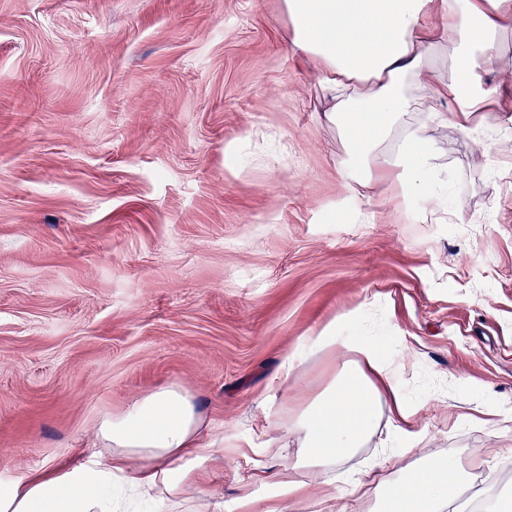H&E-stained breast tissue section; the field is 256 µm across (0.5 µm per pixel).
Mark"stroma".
<instances>
[{"mask_svg": "<svg viewBox=\"0 0 512 512\" xmlns=\"http://www.w3.org/2000/svg\"><path fill=\"white\" fill-rule=\"evenodd\" d=\"M324 107L281 0H0V479L86 462L101 419L175 384L223 444L222 512L245 486L265 512L273 438L307 484L288 512H376L448 455L473 480L447 512L512 502V124L427 128L454 212L429 224L388 181L350 195ZM232 142L275 154L234 171ZM331 323L381 339L417 413L395 434L378 404L321 474L297 421L357 355L300 340ZM328 476L362 487L327 502Z\"/></svg>", "mask_w": 512, "mask_h": 512, "instance_id": "obj_1", "label": "stroma"}]
</instances>
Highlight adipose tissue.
Wrapping results in <instances>:
<instances>
[{"label":"adipose tissue","instance_id":"ef3b65f1","mask_svg":"<svg viewBox=\"0 0 512 512\" xmlns=\"http://www.w3.org/2000/svg\"><path fill=\"white\" fill-rule=\"evenodd\" d=\"M288 41L312 65L328 103L324 117L339 130L345 188L389 180L398 204L442 200L448 180L434 163L428 124L470 132L474 112L493 106L512 120V92L487 86L495 37L512 27V0H282ZM445 24L429 26L430 15ZM451 100V110L436 108ZM358 359L307 409L299 445L325 468L360 448L374 409L390 406L391 427L407 432L415 412L395 382L396 362L379 343L338 341L334 326L308 337L309 348L336 344ZM208 422L194 397L170 385L104 418L102 453L77 466L0 482V512H122L119 494L150 498L163 512H183L188 490H203L217 448L202 446ZM470 488L452 457L427 458L380 487L379 512H444L450 495Z\"/></svg>","mask_w":512,"mask_h":512}]
</instances>
